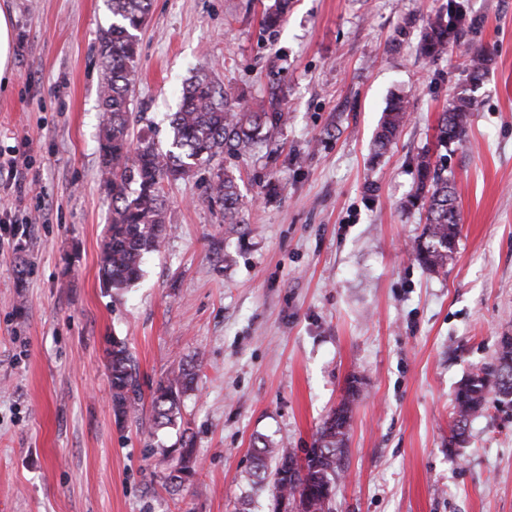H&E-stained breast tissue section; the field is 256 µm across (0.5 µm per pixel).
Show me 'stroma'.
Listing matches in <instances>:
<instances>
[{"label":"stroma","mask_w":512,"mask_h":512,"mask_svg":"<svg viewBox=\"0 0 512 512\" xmlns=\"http://www.w3.org/2000/svg\"><path fill=\"white\" fill-rule=\"evenodd\" d=\"M152 0L139 34L131 108L160 142L193 70L206 65L255 111L288 121L243 157L240 223L209 207L210 167L165 185L171 231L126 293L103 288L111 216L99 167V38L108 0H0L14 63L0 84V512H271L248 480L255 438L305 458L347 396L348 451L334 512H512V405L489 399L448 445L459 384L512 336V0H459L467 22L447 52H421L449 0ZM489 70L471 86L475 48ZM479 102L445 166L459 235L444 269L412 247L416 162L449 101ZM411 119L373 140L391 96ZM125 340L143 407L117 424L109 349ZM195 371L181 427L152 431L148 404L179 366ZM197 472L165 476L183 435Z\"/></svg>","instance_id":"1"}]
</instances>
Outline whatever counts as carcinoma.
<instances>
[{
	"mask_svg": "<svg viewBox=\"0 0 512 512\" xmlns=\"http://www.w3.org/2000/svg\"><path fill=\"white\" fill-rule=\"evenodd\" d=\"M150 6L151 0H109L112 23L102 32L99 45L103 75L98 90L102 111L99 159L102 183L112 205L99 271L103 286L117 292L141 278L145 256L160 252L169 234L163 183L184 179L197 166L221 159L226 153L240 156L250 152L264 129L276 128L288 119L281 111H251L229 89H217L210 74L200 68L182 88L180 108L170 119L172 138L167 146L157 144L147 132L132 138L131 127L143 120L130 108V92L137 75L138 32L146 23ZM287 10L288 0H273L264 8L265 26L277 27ZM462 20L456 9L428 19L421 36L422 53L429 58L442 56L449 39L461 30ZM489 61L483 48L469 53L465 72L471 83L483 80ZM477 106L471 95L452 99L438 123V145L464 141ZM410 112L409 100L392 98L381 119L376 148L382 150L393 141ZM442 170L444 165L432 161L430 150L418 157L413 198L425 201L427 217L415 259L429 269L448 264L458 235L455 187ZM208 190L209 204L218 206L228 223H236L240 201L236 177L219 165ZM109 357L112 411L116 421L123 423L138 411L139 386L132 355L123 340L112 338ZM193 382L192 369L182 367L157 384L152 393L154 431L181 424V397L192 389ZM490 393L512 398V336L502 338L495 362L469 375L458 388L457 418L450 428L449 445L465 441L468 418L482 410ZM349 419L346 404L333 412L320 426L316 446L299 469L291 449L263 438L254 441L252 484L260 487L271 478L276 498L290 504L298 499L306 501L307 512H332L336 477L347 452ZM193 452L192 442L182 441L180 458L166 476L167 482L180 485L187 481L183 461L193 457Z\"/></svg>",
	"mask_w": 512,
	"mask_h": 512,
	"instance_id": "carcinoma-1",
	"label": "carcinoma"
}]
</instances>
